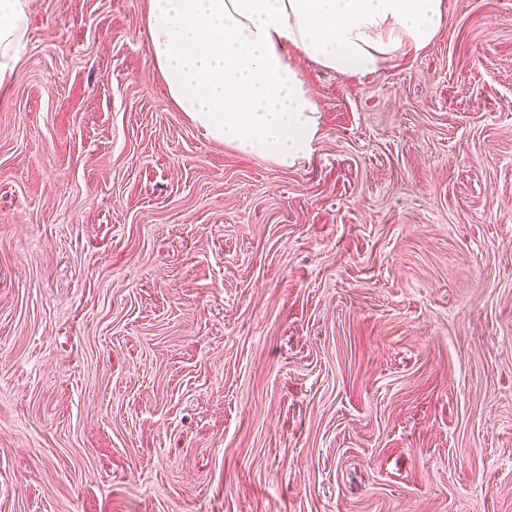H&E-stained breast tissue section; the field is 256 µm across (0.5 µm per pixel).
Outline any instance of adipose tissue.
I'll return each mask as SVG.
<instances>
[{"instance_id": "1", "label": "adipose tissue", "mask_w": 512, "mask_h": 512, "mask_svg": "<svg viewBox=\"0 0 512 512\" xmlns=\"http://www.w3.org/2000/svg\"><path fill=\"white\" fill-rule=\"evenodd\" d=\"M29 2L0 0V88ZM445 20V0H149L147 29L179 111L206 137L291 168L320 137L300 60L363 77L425 49Z\"/></svg>"}]
</instances>
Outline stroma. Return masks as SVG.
Here are the masks:
<instances>
[{"mask_svg":"<svg viewBox=\"0 0 512 512\" xmlns=\"http://www.w3.org/2000/svg\"><path fill=\"white\" fill-rule=\"evenodd\" d=\"M205 138L148 0H30L0 92V512H512V0Z\"/></svg>","mask_w":512,"mask_h":512,"instance_id":"35a3bbf8","label":"stroma"}]
</instances>
